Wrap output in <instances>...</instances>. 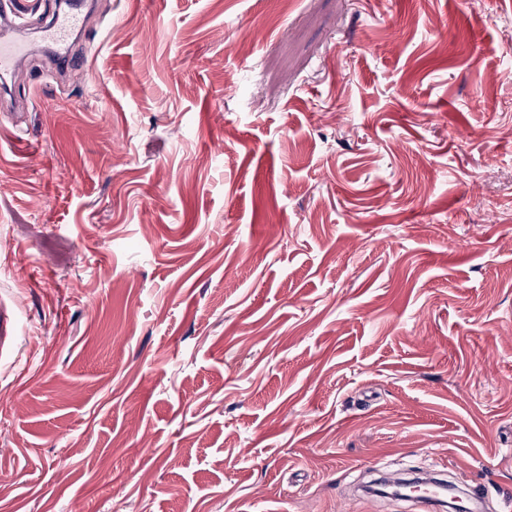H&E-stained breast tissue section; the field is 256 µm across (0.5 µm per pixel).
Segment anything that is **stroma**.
Wrapping results in <instances>:
<instances>
[{
  "instance_id": "1",
  "label": "stroma",
  "mask_w": 512,
  "mask_h": 512,
  "mask_svg": "<svg viewBox=\"0 0 512 512\" xmlns=\"http://www.w3.org/2000/svg\"><path fill=\"white\" fill-rule=\"evenodd\" d=\"M0 114V512H512V0H94Z\"/></svg>"
}]
</instances>
